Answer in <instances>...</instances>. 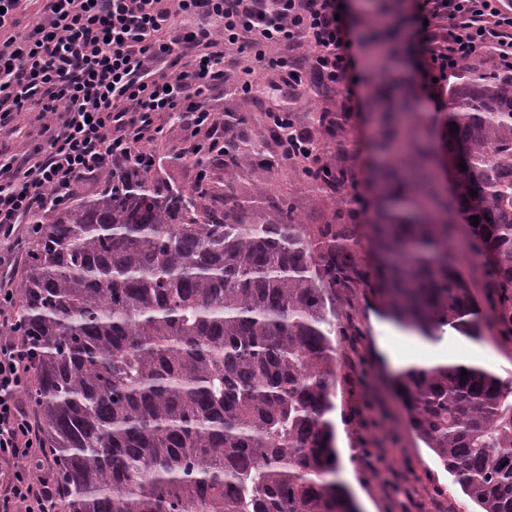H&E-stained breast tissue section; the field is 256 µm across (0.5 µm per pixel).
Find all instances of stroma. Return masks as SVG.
I'll return each mask as SVG.
<instances>
[{"label": "stroma", "instance_id": "1", "mask_svg": "<svg viewBox=\"0 0 512 512\" xmlns=\"http://www.w3.org/2000/svg\"><path fill=\"white\" fill-rule=\"evenodd\" d=\"M410 0H347L346 10L362 41L357 47L358 58L372 52L375 41L392 40L398 55L388 73L363 72L357 90L360 109L351 113L342 137L320 131L316 121L320 112L336 109V95L321 96L302 89L300 95L288 101V110L296 126L316 132L327 148L322 154L325 163L354 169L360 179L365 200H373V166L377 162L372 141L377 130V104L392 97L393 83H400L414 103V110L428 114L421 134L432 146L434 170L438 180H445L441 145L442 116L429 103L420 99L415 61L416 43L405 26L386 29L374 22L377 13L401 17L409 13ZM273 91L262 85L254 92L251 102L237 96L216 94L208 106L221 116L230 117L229 135L237 141H252L264 134L266 109ZM244 121H236V114ZM183 117L173 115L167 121L166 138L154 153V169L172 185L190 187L195 182L196 169L182 155ZM271 189L289 198L307 231L316 225L336 221L339 210L336 200L307 182L300 171L282 167L276 171ZM338 323L351 324L350 335L334 337L338 366L332 384L333 409L329 419L335 433L334 446L339 468L334 475L349 490L360 512H475V506L440 465L429 448L410 429L401 403L396 397L392 370L376 347L385 317L378 312L376 299L367 289L351 288L337 291L332 299ZM485 355L476 357L478 365L512 379V330L490 325L485 330Z\"/></svg>", "mask_w": 512, "mask_h": 512}]
</instances>
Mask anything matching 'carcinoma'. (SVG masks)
<instances>
[{"label": "carcinoma", "mask_w": 512, "mask_h": 512, "mask_svg": "<svg viewBox=\"0 0 512 512\" xmlns=\"http://www.w3.org/2000/svg\"><path fill=\"white\" fill-rule=\"evenodd\" d=\"M443 121L455 207L403 100L382 116L384 167L363 265L358 224H323L322 249L284 197L245 219L241 172L266 188L271 127L195 163L218 174L189 189L152 166L114 168L98 195L45 212L25 255L15 324L35 377L27 392L59 476L58 512H359L338 482L328 303L363 285L381 314L433 341L512 328V76L448 88ZM457 131L450 133L451 124ZM465 163V171L457 164ZM304 177L352 204L356 174ZM470 260L500 288L483 315L452 265L454 215ZM467 376L461 375V370ZM394 391L418 438L477 506L512 512V401L475 365L406 369Z\"/></svg>", "instance_id": "obj_1"}]
</instances>
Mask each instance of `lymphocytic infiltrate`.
<instances>
[{
  "mask_svg": "<svg viewBox=\"0 0 512 512\" xmlns=\"http://www.w3.org/2000/svg\"><path fill=\"white\" fill-rule=\"evenodd\" d=\"M22 0H0V133L37 111L43 141L0 157V238L39 233L34 214L70 204L80 181L108 166L140 167L184 112L186 158L224 149V126L207 100L237 57L242 88L263 73L277 92L270 121L287 122L305 75L332 91L351 87L354 41L339 0H45L26 32ZM425 95L442 111L448 78L482 57L512 74V13L495 0H413ZM195 108H187L188 100ZM0 282V512H57L58 475L21 394L29 361Z\"/></svg>",
  "mask_w": 512,
  "mask_h": 512,
  "instance_id": "1",
  "label": "lymphocytic infiltrate"
}]
</instances>
